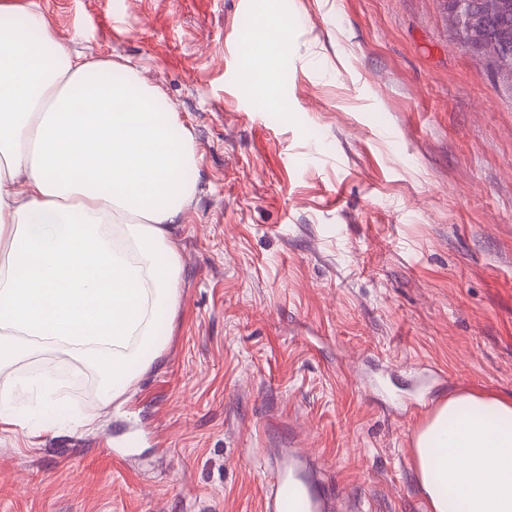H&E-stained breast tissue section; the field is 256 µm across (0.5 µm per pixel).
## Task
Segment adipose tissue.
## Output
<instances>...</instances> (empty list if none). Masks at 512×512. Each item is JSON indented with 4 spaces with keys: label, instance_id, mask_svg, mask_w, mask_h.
<instances>
[{
    "label": "adipose tissue",
    "instance_id": "adipose-tissue-1",
    "mask_svg": "<svg viewBox=\"0 0 512 512\" xmlns=\"http://www.w3.org/2000/svg\"><path fill=\"white\" fill-rule=\"evenodd\" d=\"M190 130L130 65L72 54L30 0H0V367L28 338L61 346L126 395L160 357L157 312L178 306L172 237L194 193ZM39 427L72 418L45 368ZM427 512H512V404L441 399L414 436Z\"/></svg>",
    "mask_w": 512,
    "mask_h": 512
}]
</instances>
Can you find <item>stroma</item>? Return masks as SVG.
Masks as SVG:
<instances>
[{"mask_svg":"<svg viewBox=\"0 0 512 512\" xmlns=\"http://www.w3.org/2000/svg\"><path fill=\"white\" fill-rule=\"evenodd\" d=\"M72 53L134 65L193 134L160 366L98 435L0 432V512H260L265 449L347 512H427L438 399L512 401V83L443 0H36ZM298 15L282 108L251 89L257 15ZM53 361L40 342L7 367Z\"/></svg>","mask_w":512,"mask_h":512,"instance_id":"stroma-1","label":"stroma"}]
</instances>
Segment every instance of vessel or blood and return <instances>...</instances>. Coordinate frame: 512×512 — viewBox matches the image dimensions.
I'll return each instance as SVG.
<instances>
[{
	"label": "vessel or blood",
	"instance_id": "1",
	"mask_svg": "<svg viewBox=\"0 0 512 512\" xmlns=\"http://www.w3.org/2000/svg\"><path fill=\"white\" fill-rule=\"evenodd\" d=\"M332 489L314 476L307 456L294 448L278 449L261 512H334Z\"/></svg>",
	"mask_w": 512,
	"mask_h": 512
}]
</instances>
